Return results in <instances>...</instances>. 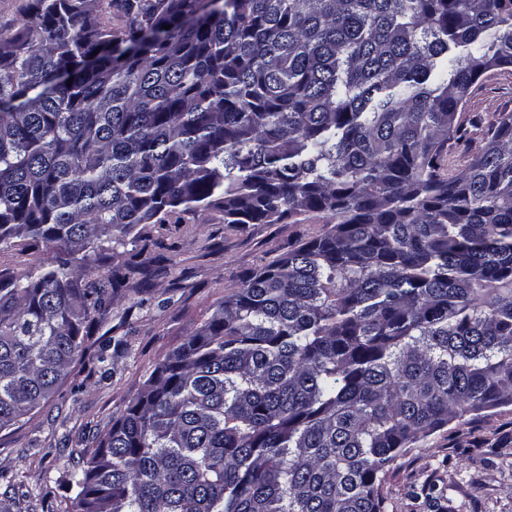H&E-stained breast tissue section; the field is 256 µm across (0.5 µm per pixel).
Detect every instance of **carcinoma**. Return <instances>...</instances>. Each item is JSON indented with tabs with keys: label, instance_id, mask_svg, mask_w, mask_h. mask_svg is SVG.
<instances>
[{
	"label": "carcinoma",
	"instance_id": "carcinoma-1",
	"mask_svg": "<svg viewBox=\"0 0 512 512\" xmlns=\"http://www.w3.org/2000/svg\"><path fill=\"white\" fill-rule=\"evenodd\" d=\"M28 11L0 39V249L50 257L0 274V430L87 354L104 248L146 268L139 225L325 224L155 366L66 471L71 512H382L398 457L512 405V113L447 167L512 69V0ZM499 112H512V71L494 72L475 87L466 107L467 117L477 116L484 125L495 120ZM472 133H469L462 141L455 144L448 153L449 167L453 170L462 168L468 159L478 150L483 144L481 142L482 135L479 130H474L468 127ZM471 137L472 140H467Z\"/></svg>",
	"mask_w": 512,
	"mask_h": 512
}]
</instances>
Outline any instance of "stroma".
Here are the masks:
<instances>
[{
	"mask_svg": "<svg viewBox=\"0 0 512 512\" xmlns=\"http://www.w3.org/2000/svg\"><path fill=\"white\" fill-rule=\"evenodd\" d=\"M512 112V71L485 76L466 116ZM305 224H226L216 211L175 214L141 232L167 246L125 290L94 335L115 339L105 363L77 361L42 407L0 431V512H68L57 479L96 448L155 364L195 334L253 271L323 233ZM383 512H512V406L452 422L399 458L383 483Z\"/></svg>",
	"mask_w": 512,
	"mask_h": 512,
	"instance_id": "stroma-1",
	"label": "stroma"
}]
</instances>
